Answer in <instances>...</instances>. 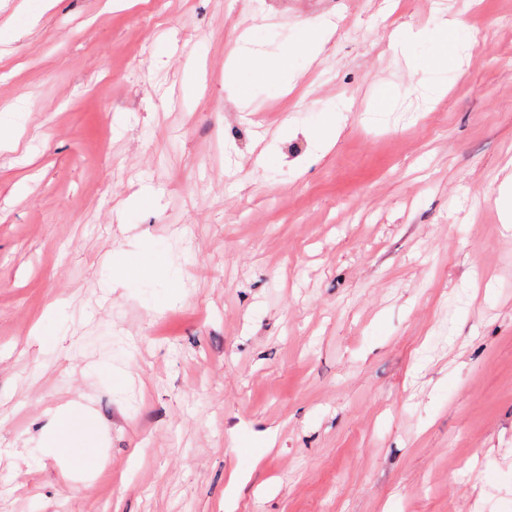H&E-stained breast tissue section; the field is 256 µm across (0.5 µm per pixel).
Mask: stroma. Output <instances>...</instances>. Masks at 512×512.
Segmentation results:
<instances>
[{
    "label": "stroma",
    "instance_id": "obj_1",
    "mask_svg": "<svg viewBox=\"0 0 512 512\" xmlns=\"http://www.w3.org/2000/svg\"><path fill=\"white\" fill-rule=\"evenodd\" d=\"M0 130V512H512V0H0ZM395 40L400 44L414 40L428 43L431 52L419 59V65L428 70L447 65L448 60L458 49L474 44L471 32L454 20H442L433 28L417 34L408 29L400 30L395 34Z\"/></svg>",
    "mask_w": 512,
    "mask_h": 512
}]
</instances>
